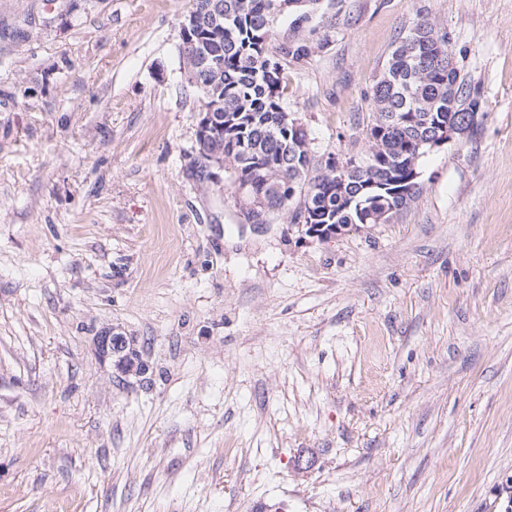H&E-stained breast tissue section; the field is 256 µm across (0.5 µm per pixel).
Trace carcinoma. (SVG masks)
<instances>
[{
  "instance_id": "cac0c4a2",
  "label": "carcinoma",
  "mask_w": 512,
  "mask_h": 512,
  "mask_svg": "<svg viewBox=\"0 0 512 512\" xmlns=\"http://www.w3.org/2000/svg\"><path fill=\"white\" fill-rule=\"evenodd\" d=\"M224 2V43H210L207 30L198 32L195 45L179 50L180 65L192 63V53L207 48L216 54L222 65L215 69L210 81L216 82L222 101L207 96L206 89L197 85L200 107L208 111L212 106L227 112H247L250 123L241 135H226L218 141L225 155L233 157L234 164L224 169L235 187L249 186L263 195L268 206V217L281 215L288 198L287 192L268 183L269 171L282 165L299 168L301 186L296 209L316 211L327 206L336 213L338 224L374 223L363 220L349 201L369 193L365 185L385 181L380 189L384 201L376 209L381 223H386L403 209V201L395 197L399 189L413 195L420 191L419 181L410 180L411 172L401 166L400 157L411 151L418 138L433 131L426 124V116L433 112L443 123L453 119L448 110V34L440 32L426 19L419 18L409 28L392 51L387 66L373 85L371 100L375 108V122L366 129L368 153L358 167L336 174L345 182L344 192L325 198L324 168L336 159L332 153L324 161L314 154L298 157L290 163L285 148L286 136L280 127L285 81V67L273 61L276 51L283 60L299 61L309 57L307 45L291 40V33L301 29L311 19L313 5L288 10L286 0H222ZM292 13L294 18L280 34L273 31L275 19ZM280 38L278 46L273 39ZM460 92L459 107L464 109L478 103L471 86L453 71Z\"/></svg>"
}]
</instances>
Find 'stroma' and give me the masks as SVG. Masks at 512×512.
<instances>
[{"mask_svg": "<svg viewBox=\"0 0 512 512\" xmlns=\"http://www.w3.org/2000/svg\"><path fill=\"white\" fill-rule=\"evenodd\" d=\"M322 4L284 95L317 157L365 154L416 19L480 101L329 240L201 172L189 0H0V512H512V0ZM130 343L132 346V336H126L119 327L101 331L94 336L93 340L95 353L101 361L110 360L112 366L122 376L142 377L148 373L149 365L142 358L137 360L126 353Z\"/></svg>", "mask_w": 512, "mask_h": 512, "instance_id": "stroma-1", "label": "stroma"}]
</instances>
